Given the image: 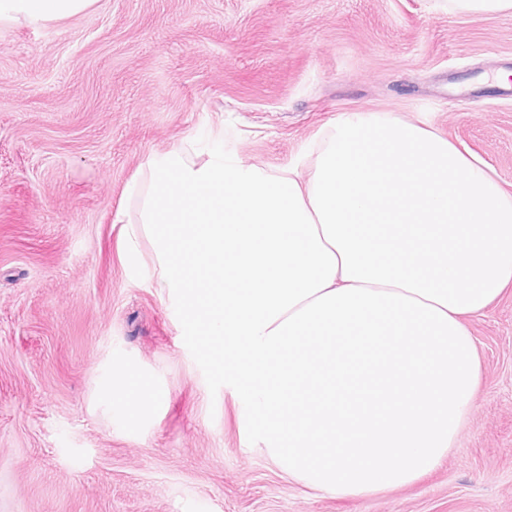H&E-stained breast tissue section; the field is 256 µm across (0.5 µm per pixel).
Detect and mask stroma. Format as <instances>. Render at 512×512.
<instances>
[{
  "instance_id": "1",
  "label": "stroma",
  "mask_w": 512,
  "mask_h": 512,
  "mask_svg": "<svg viewBox=\"0 0 512 512\" xmlns=\"http://www.w3.org/2000/svg\"><path fill=\"white\" fill-rule=\"evenodd\" d=\"M512 15L448 0H95L0 25V512H512V288L467 318L475 408L447 457L365 498L310 490L250 448L210 393L112 217L140 166L206 137L309 175L322 129L392 113L465 145L512 193ZM165 400L122 421L102 393Z\"/></svg>"
}]
</instances>
